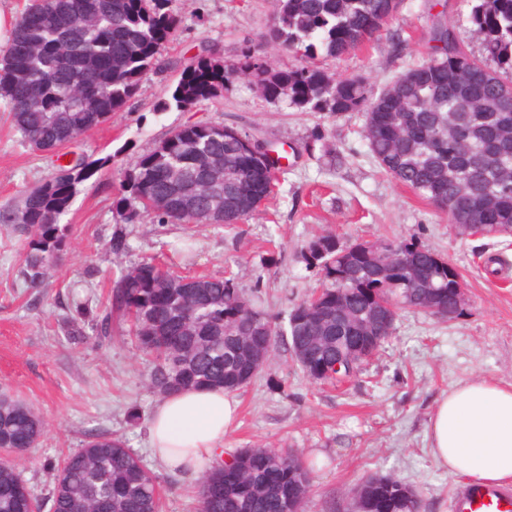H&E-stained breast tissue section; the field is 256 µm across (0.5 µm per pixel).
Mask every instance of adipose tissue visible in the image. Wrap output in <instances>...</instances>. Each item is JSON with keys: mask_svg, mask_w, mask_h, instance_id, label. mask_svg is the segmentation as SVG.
<instances>
[{"mask_svg": "<svg viewBox=\"0 0 512 512\" xmlns=\"http://www.w3.org/2000/svg\"><path fill=\"white\" fill-rule=\"evenodd\" d=\"M237 402L221 388H188L163 398L149 422L155 460L190 476L224 452ZM428 437L435 461L449 474L482 483L512 482V384L472 381L435 404Z\"/></svg>", "mask_w": 512, "mask_h": 512, "instance_id": "obj_1", "label": "adipose tissue"}]
</instances>
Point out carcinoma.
<instances>
[{"mask_svg": "<svg viewBox=\"0 0 512 512\" xmlns=\"http://www.w3.org/2000/svg\"><path fill=\"white\" fill-rule=\"evenodd\" d=\"M403 0H276L263 44L293 53L298 64L273 67L246 47L228 69L207 45L180 65L179 78L157 111L187 110L217 100L242 73L274 103L305 112L363 113L361 134L378 165L448 216L461 236L490 225L512 235V0H474L472 31L483 55L460 43L443 15L429 29L428 59L375 91L359 76L335 77L320 59L341 58L375 41ZM179 29L170 0H33L1 54H25L27 65L0 76V100L34 150L74 143L101 116L121 110L156 67ZM250 136L212 123L176 127L121 172L112 202L122 224H189L209 208L206 184L224 170V219L238 224L276 198L268 162ZM109 163L82 156L58 166L29 191L21 206L0 214L26 237L20 273L41 287L67 246L60 223L78 186ZM332 235L311 240L302 258L322 277L321 288L298 303L282 325L246 298L231 279L185 277L144 259L120 272L107 304L90 319L97 338L115 322L152 359L151 388L168 396L186 388L249 384L282 338L303 374L318 383L356 376L395 330L399 312L423 309L428 288L448 290V267L432 250L392 240L362 250ZM378 289L374 301L361 289ZM43 421L9 395H0V448L34 449ZM55 488L43 502L12 461H0V512H159L156 476L125 441L96 434L65 455ZM312 468L292 450L243 448L199 478L197 512H302ZM369 512H421L419 496L397 477L362 481Z\"/></svg>", "mask_w": 512, "mask_h": 512, "instance_id": "carcinoma-1", "label": "carcinoma"}]
</instances>
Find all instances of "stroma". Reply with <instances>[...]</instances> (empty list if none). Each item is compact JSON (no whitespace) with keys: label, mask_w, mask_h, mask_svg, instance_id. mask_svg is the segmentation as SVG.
<instances>
[{"label":"stroma","mask_w":512,"mask_h":512,"mask_svg":"<svg viewBox=\"0 0 512 512\" xmlns=\"http://www.w3.org/2000/svg\"><path fill=\"white\" fill-rule=\"evenodd\" d=\"M274 7L275 0H170L181 26L158 67L122 110L79 139L80 151L111 162L79 186L62 218L68 247L44 287L23 282L24 237L0 223V394L20 400L46 424L33 453L16 461L40 498L52 493L55 464L88 435L104 432L122 438L155 470L160 512H194L197 504L196 478L158 469L148 448L147 421L161 399L148 386L150 358L118 329L105 340L88 327L73 335L77 308L97 314L113 278L153 257L175 263L182 274L233 279L280 320L319 287V274L301 253L315 236L330 233L344 245L407 240L439 253L463 278L464 313L448 322L421 310L402 312L378 353L338 389L304 377L290 352L278 347L270 364L236 391L238 416L224 436V452L267 446L300 453L314 469L304 512H348L357 485L375 474L410 485L422 512H451L461 480L433 459L427 424L436 401L457 384L476 378L512 384V236L457 235L446 216L378 166L361 136V113L333 116L274 104L242 77L232 79L222 98L157 111L179 62L205 45L236 62L245 45L260 46ZM441 13L455 19L460 41L479 51L467 0H404L390 33L321 64L382 88L428 58V27ZM188 121L247 132L275 151V207L223 226L117 224L112 202L121 169ZM316 131L326 148L311 154L304 145ZM52 172L50 154L31 149L0 110V212L17 208L23 193ZM118 231L128 244L120 254L109 248Z\"/></svg>","instance_id":"stroma-1"}]
</instances>
